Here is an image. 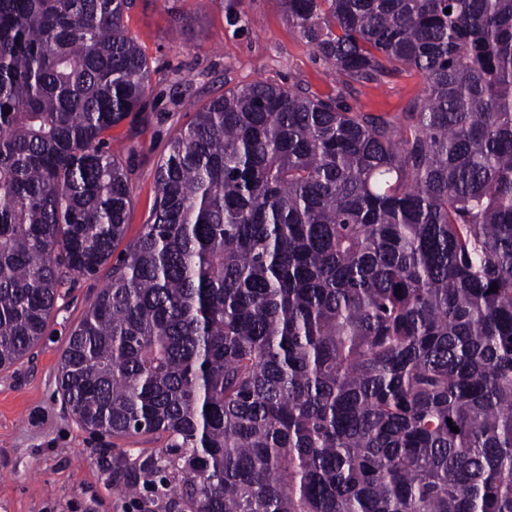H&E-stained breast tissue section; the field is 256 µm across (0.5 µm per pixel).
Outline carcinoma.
Masks as SVG:
<instances>
[{
  "instance_id": "carcinoma-1",
  "label": "carcinoma",
  "mask_w": 512,
  "mask_h": 512,
  "mask_svg": "<svg viewBox=\"0 0 512 512\" xmlns=\"http://www.w3.org/2000/svg\"><path fill=\"white\" fill-rule=\"evenodd\" d=\"M284 3L343 83L412 67L423 95L402 120L267 81L198 108L61 394L164 439L112 453L138 512H512V0ZM131 5L0 0V368L124 239Z\"/></svg>"
}]
</instances>
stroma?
I'll return each mask as SVG.
<instances>
[{
  "instance_id": "35a3bbf8",
  "label": "stroma",
  "mask_w": 512,
  "mask_h": 512,
  "mask_svg": "<svg viewBox=\"0 0 512 512\" xmlns=\"http://www.w3.org/2000/svg\"><path fill=\"white\" fill-rule=\"evenodd\" d=\"M124 25L151 66L146 109L111 131L113 142L134 148L130 241L153 211L157 166L173 133L225 89L256 80L295 84L323 98L342 97L354 111L392 118L424 88L410 68L344 85L289 24L282 0H134ZM110 276L105 267L65 286L30 355L0 369V512H129V500L112 481V450L161 445L91 433L58 391L69 335Z\"/></svg>"
}]
</instances>
